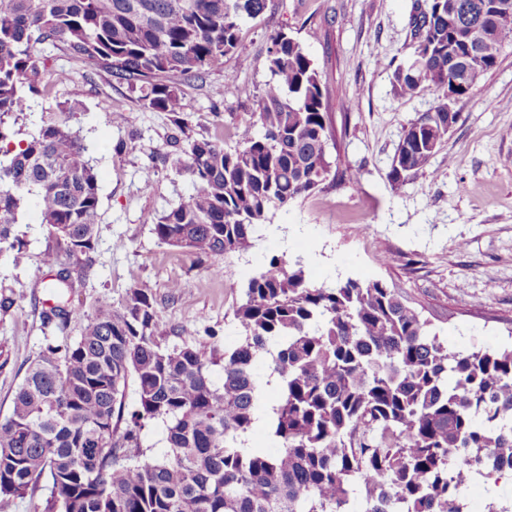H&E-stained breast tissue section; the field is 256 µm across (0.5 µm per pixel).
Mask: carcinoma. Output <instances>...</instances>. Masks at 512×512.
I'll use <instances>...</instances> for the list:
<instances>
[{"mask_svg":"<svg viewBox=\"0 0 512 512\" xmlns=\"http://www.w3.org/2000/svg\"><path fill=\"white\" fill-rule=\"evenodd\" d=\"M512 0H413L410 60L396 89L436 92L435 104L405 127L387 178L409 184L457 120L448 91L468 96L512 46L502 6ZM266 0H0V253L15 264L26 245L12 227L36 200L54 245L41 258L71 271L58 252L94 250L100 219L97 174L57 104L29 138H10L30 100L47 92L40 45L128 84L150 109L184 112L178 82L224 66L241 24ZM270 80L255 120L237 145L202 137L163 154L188 172L195 192L148 213L158 240L199 256L251 246L275 211L331 180L355 185L359 171L327 153L333 94L302 44L276 33L266 57ZM72 343H48L0 419V498L34 496L51 479L60 512H463L466 482L482 472L512 477V348L460 349L382 279L315 284L301 259L273 256L251 277L236 317L234 348L184 340L167 345L152 289L92 312L57 304L46 325ZM138 399L125 406L129 379ZM276 379L267 440L247 447L263 380ZM160 422L167 452L146 458L139 433Z\"/></svg>","mask_w":512,"mask_h":512,"instance_id":"cac0c4a2","label":"carcinoma"}]
</instances>
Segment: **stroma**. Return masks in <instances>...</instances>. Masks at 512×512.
Here are the masks:
<instances>
[{
    "instance_id": "1",
    "label": "stroma",
    "mask_w": 512,
    "mask_h": 512,
    "mask_svg": "<svg viewBox=\"0 0 512 512\" xmlns=\"http://www.w3.org/2000/svg\"><path fill=\"white\" fill-rule=\"evenodd\" d=\"M240 32L235 55L204 80L180 83L188 118L186 136L217 137L235 147L237 131L256 109L269 78L270 37L299 40L322 83L346 106L334 111L336 137L327 150L340 165L361 170L357 186L324 184L312 196L275 212L263 239L224 256L202 258L160 243L146 213H162L193 192L188 173L167 169L162 155L177 135L175 115L148 109L124 81L83 67L66 52L43 44L52 73L48 97L36 99L17 127L35 133L43 111L75 104L69 124L88 147L98 176L100 220L88 254L59 253L70 268L71 306L91 311L103 299L120 302L145 285L157 300L161 335L168 344L208 341L234 348L241 339L235 316L248 280L273 254L303 258L309 279L383 278L399 288L431 329L464 349L512 344V49L476 90L455 101L457 121L423 174L404 188L387 178L403 129L436 98L427 88L412 95L394 86V71L409 60L412 0H266ZM121 110L122 124L107 121ZM154 169L144 191L146 169ZM28 259L14 265L0 255V418L12 410L25 372L52 332L42 313L52 306L40 281L41 254L52 244L34 207L15 226ZM391 253V265L378 258ZM221 268L213 277L212 268ZM178 290H171V283Z\"/></svg>"
}]
</instances>
